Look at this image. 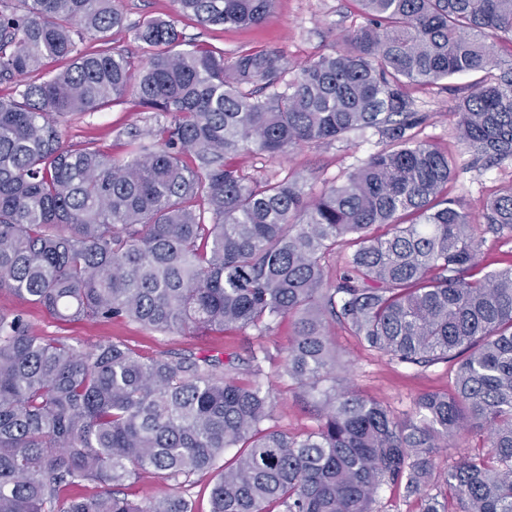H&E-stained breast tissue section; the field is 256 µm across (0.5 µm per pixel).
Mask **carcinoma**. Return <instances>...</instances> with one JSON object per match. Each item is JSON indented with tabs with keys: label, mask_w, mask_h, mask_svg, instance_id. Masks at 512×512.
Masks as SVG:
<instances>
[{
	"label": "carcinoma",
	"mask_w": 512,
	"mask_h": 512,
	"mask_svg": "<svg viewBox=\"0 0 512 512\" xmlns=\"http://www.w3.org/2000/svg\"><path fill=\"white\" fill-rule=\"evenodd\" d=\"M0 0V291L61 319L127 320L160 333L266 335L283 318L288 377L317 427L271 426L272 360L245 354L142 357L122 342L79 349L0 312V512H193L184 496L114 491L146 476L177 484L214 471L210 512H376L385 486L421 512H512V264L484 270L485 234L512 238V185L476 220L448 196L457 156L418 138L404 92L484 73L455 104L475 160L512 155V0H356L345 48L291 72L280 50L185 43L171 20L128 27L119 0ZM276 0H173L200 25L266 22ZM128 31L145 61L83 47ZM67 61L41 83L25 77ZM498 73H493V69ZM125 102L156 123L115 159L63 145L53 116ZM376 130L385 147L318 195L263 182L238 157ZM352 252L334 283L324 260ZM399 364L456 366L453 388L401 418L336 376L328 326ZM462 431L485 451L443 468ZM234 453H229V450ZM222 466H217L219 461ZM100 485L91 499L62 494Z\"/></svg>",
	"instance_id": "1"
}]
</instances>
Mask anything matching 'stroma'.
<instances>
[{"instance_id": "stroma-1", "label": "stroma", "mask_w": 512, "mask_h": 512, "mask_svg": "<svg viewBox=\"0 0 512 512\" xmlns=\"http://www.w3.org/2000/svg\"><path fill=\"white\" fill-rule=\"evenodd\" d=\"M120 5L127 25H135L147 17L172 20L186 40L221 49L225 58H232L245 48L275 47L283 50L292 67L341 49L343 35L362 21L353 0H277L273 17L262 25L206 28L177 16L172 0H121ZM473 82V77L461 76L432 87L410 85L406 91L416 109L426 116L418 129L419 138L459 157L460 167L451 194L477 215L487 198L512 184V156L487 166L472 161L459 141L453 109L458 98L469 93ZM154 121L153 113L135 112L127 105L76 113L62 120V140L67 146L88 144L118 156L129 130ZM382 146L381 136L368 129L353 133L344 141L307 143L278 159L245 153L240 156L239 164L245 173L258 180L300 174L306 180L307 191L317 193L341 183ZM0 311L20 314L38 336L62 340L78 348L120 341L146 356L160 353L221 356L244 351L248 344L247 336L236 332L197 336L155 332L125 320H62L40 305L21 301L6 291H0ZM292 334L293 323L285 319L264 337V344L274 354L273 360L266 363L265 372L276 396L274 427L299 435L314 429L317 420L303 388L284 375L281 361L276 357ZM329 334L337 356L349 366L348 378L355 390L398 415L413 414L421 394L447 389L450 384V364L401 365L369 351L343 326L330 325ZM213 482V473L203 472L191 476L182 485L147 478L129 485L128 490L140 498L165 492L180 494L193 503L196 512H209Z\"/></svg>"}]
</instances>
